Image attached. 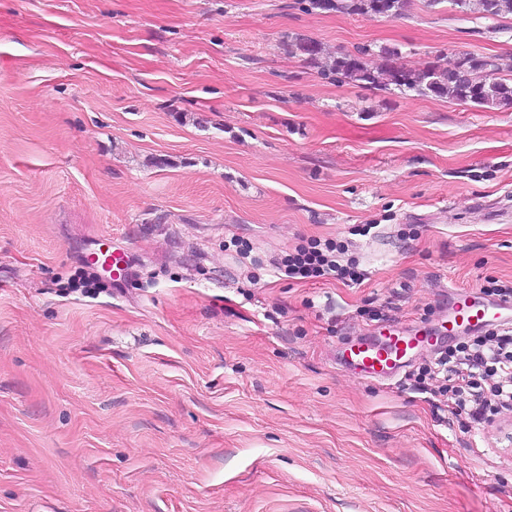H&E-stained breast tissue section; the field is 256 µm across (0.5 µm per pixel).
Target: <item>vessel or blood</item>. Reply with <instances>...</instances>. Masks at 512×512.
<instances>
[{"instance_id": "vessel-or-blood-1", "label": "vessel or blood", "mask_w": 512, "mask_h": 512, "mask_svg": "<svg viewBox=\"0 0 512 512\" xmlns=\"http://www.w3.org/2000/svg\"><path fill=\"white\" fill-rule=\"evenodd\" d=\"M491 324L512 327V299L492 302L477 291L460 288L454 293L446 324L428 325L403 335L372 334L342 348L340 362L369 378H391L410 365L412 352L419 345L437 348L445 334Z\"/></svg>"}]
</instances>
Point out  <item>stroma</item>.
I'll return each mask as SVG.
<instances>
[{"label":"stroma","instance_id":"obj_1","mask_svg":"<svg viewBox=\"0 0 512 512\" xmlns=\"http://www.w3.org/2000/svg\"><path fill=\"white\" fill-rule=\"evenodd\" d=\"M288 33L512 55L445 4L0 0V512H512L506 430L336 363L367 310L512 281V108L333 82ZM303 238L367 279L278 275ZM307 10L333 11L348 16H384L404 15L413 0H305Z\"/></svg>","mask_w":512,"mask_h":512}]
</instances>
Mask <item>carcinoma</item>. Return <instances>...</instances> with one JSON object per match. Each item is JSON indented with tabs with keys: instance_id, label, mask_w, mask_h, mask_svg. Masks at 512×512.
<instances>
[{
	"instance_id": "1",
	"label": "carcinoma",
	"mask_w": 512,
	"mask_h": 512,
	"mask_svg": "<svg viewBox=\"0 0 512 512\" xmlns=\"http://www.w3.org/2000/svg\"><path fill=\"white\" fill-rule=\"evenodd\" d=\"M465 16L486 18L488 5H493L496 18L512 16V0H421L423 7L433 9L443 2ZM308 9L333 11L348 16L404 15L413 0H305ZM291 58H298L318 69L321 75L337 83H354L407 97H445L481 108L512 105V59L500 56L466 55L464 80L448 76L441 53L423 67L404 63L401 47L369 45L353 52H325L323 45L309 37L295 36L282 44Z\"/></svg>"
}]
</instances>
